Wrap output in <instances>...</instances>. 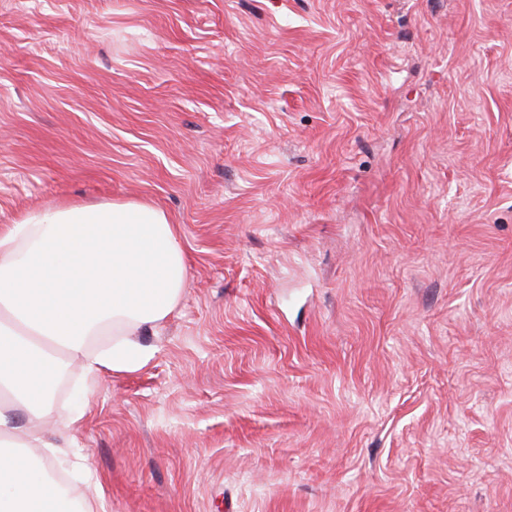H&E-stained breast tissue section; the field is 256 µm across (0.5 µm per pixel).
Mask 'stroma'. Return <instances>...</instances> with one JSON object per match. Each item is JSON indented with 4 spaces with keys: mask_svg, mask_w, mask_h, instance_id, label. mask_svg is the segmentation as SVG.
Masks as SVG:
<instances>
[{
    "mask_svg": "<svg viewBox=\"0 0 512 512\" xmlns=\"http://www.w3.org/2000/svg\"><path fill=\"white\" fill-rule=\"evenodd\" d=\"M112 201L189 273L75 499L512 512V0H0V225Z\"/></svg>",
    "mask_w": 512,
    "mask_h": 512,
    "instance_id": "1",
    "label": "stroma"
}]
</instances>
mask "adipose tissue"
<instances>
[{"instance_id":"1","label":"adipose tissue","mask_w":512,"mask_h":512,"mask_svg":"<svg viewBox=\"0 0 512 512\" xmlns=\"http://www.w3.org/2000/svg\"><path fill=\"white\" fill-rule=\"evenodd\" d=\"M188 268L178 225L145 202L44 206L0 226V512H82L48 480L59 354L91 378L138 370L152 351L133 335L174 310Z\"/></svg>"}]
</instances>
